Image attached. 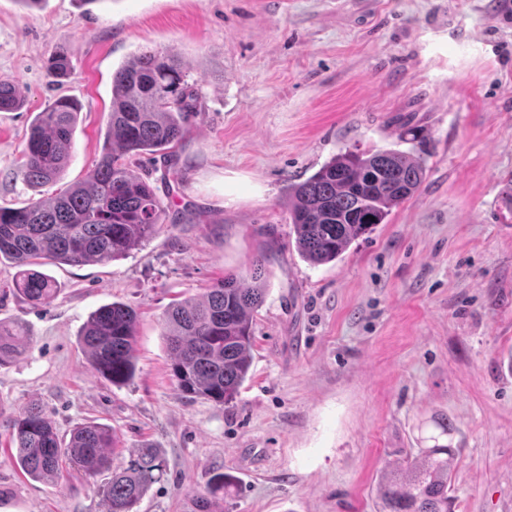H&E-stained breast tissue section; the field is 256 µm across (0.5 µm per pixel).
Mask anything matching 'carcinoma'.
I'll return each instance as SVG.
<instances>
[{"instance_id":"cac0c4a2","label":"carcinoma","mask_w":512,"mask_h":512,"mask_svg":"<svg viewBox=\"0 0 512 512\" xmlns=\"http://www.w3.org/2000/svg\"><path fill=\"white\" fill-rule=\"evenodd\" d=\"M46 69L56 80L66 78L71 60L56 52ZM19 105L15 82L0 79V112ZM78 110L76 101L62 96L37 113L23 152L26 182H57L69 162ZM195 111L196 93L172 57L147 48L115 70L104 151L88 177L47 200L0 206V260L19 268L15 291L20 298L42 304L55 297L57 283L36 270L46 260L110 262L150 238L165 221H186L183 213H167L157 189L133 169L130 157H168L167 150L185 139ZM425 174L421 149L344 152L304 182L288 185V219L299 255L314 266L337 260L412 198ZM249 278L247 283L227 273L202 298L176 301L164 312L170 375L185 394L222 406L236 399L250 369L254 315L267 293L265 260L253 261ZM136 323L134 308L113 302L94 311L82 330L91 369L114 385L135 377ZM28 340L21 322L0 320V366L21 357ZM9 435L20 469L32 478L58 482L71 470L89 477L112 471L103 488L108 512H135L163 474L154 449L142 448L127 464L114 467L108 454L116 439L111 429L87 425L65 440L36 405L19 412ZM431 440L428 448L386 461L376 485L377 512H452L449 489L458 452L437 437ZM233 487L229 476L215 473L209 496L196 500L198 512H214L218 496Z\"/></svg>"}]
</instances>
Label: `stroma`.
<instances>
[{"mask_svg":"<svg viewBox=\"0 0 512 512\" xmlns=\"http://www.w3.org/2000/svg\"><path fill=\"white\" fill-rule=\"evenodd\" d=\"M147 47L175 57L197 92L176 146L134 157L188 220L108 263H48L46 304L15 294L0 262V320L30 343L0 367V512H106L109 472L66 482L21 472L8 425L38 404L61 437L114 430L116 462L156 449L162 477L137 512H195L214 471L236 490L221 512H375L383 462L426 448L448 420L454 512H512V0H0V205L82 181L103 153L112 74ZM72 73L51 81L47 58ZM81 105L56 183L21 174L34 116ZM424 141L426 177L386 223L331 263L294 245L287 187L346 151ZM267 258L252 362L235 401L187 397L171 379L162 315ZM137 311L134 381L95 374L78 338L92 311Z\"/></svg>","mask_w":512,"mask_h":512,"instance_id":"stroma-1","label":"stroma"}]
</instances>
